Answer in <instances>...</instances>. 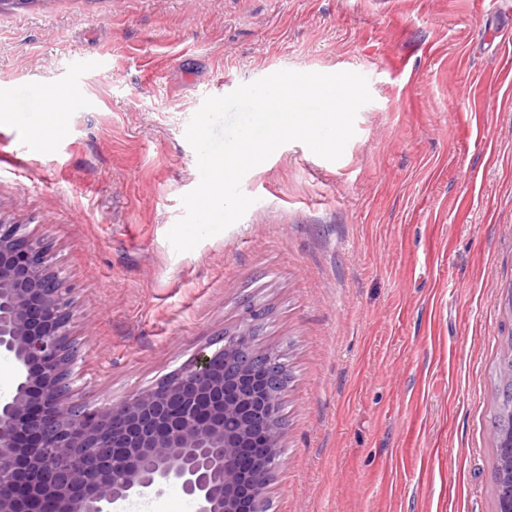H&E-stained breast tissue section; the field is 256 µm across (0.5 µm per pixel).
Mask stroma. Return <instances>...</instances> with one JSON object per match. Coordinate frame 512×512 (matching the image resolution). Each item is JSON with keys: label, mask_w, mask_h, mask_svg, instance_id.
Wrapping results in <instances>:
<instances>
[{"label": "stroma", "mask_w": 512, "mask_h": 512, "mask_svg": "<svg viewBox=\"0 0 512 512\" xmlns=\"http://www.w3.org/2000/svg\"><path fill=\"white\" fill-rule=\"evenodd\" d=\"M65 137L30 150L75 61ZM512 0H31L0 6V220L72 287L76 400L178 371L267 308L287 359L269 512H496L489 431L512 336ZM351 71L339 160L279 147L237 223L175 252L187 124L276 71Z\"/></svg>", "instance_id": "35a3bbf8"}]
</instances>
